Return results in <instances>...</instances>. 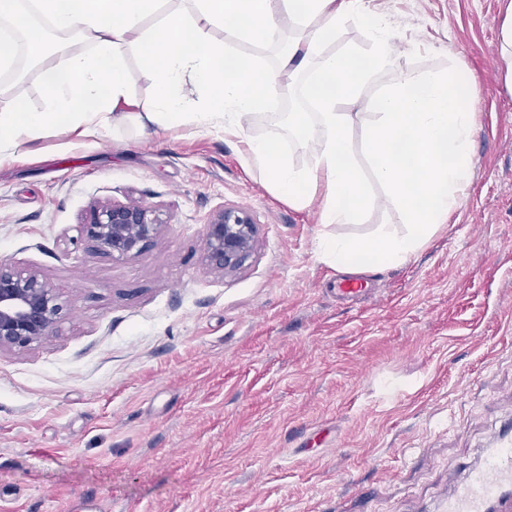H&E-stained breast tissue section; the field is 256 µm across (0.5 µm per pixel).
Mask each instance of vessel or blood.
I'll list each match as a JSON object with an SVG mask.
<instances>
[{"label": "vessel or blood", "instance_id": "obj_1", "mask_svg": "<svg viewBox=\"0 0 512 512\" xmlns=\"http://www.w3.org/2000/svg\"><path fill=\"white\" fill-rule=\"evenodd\" d=\"M436 512H512V421Z\"/></svg>", "mask_w": 512, "mask_h": 512}]
</instances>
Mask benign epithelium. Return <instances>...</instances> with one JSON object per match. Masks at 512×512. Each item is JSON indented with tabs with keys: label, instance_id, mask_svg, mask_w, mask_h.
<instances>
[{
	"label": "benign epithelium",
	"instance_id": "benign-epithelium-1",
	"mask_svg": "<svg viewBox=\"0 0 512 512\" xmlns=\"http://www.w3.org/2000/svg\"><path fill=\"white\" fill-rule=\"evenodd\" d=\"M167 224L159 208L139 201L96 202L85 214L83 230L93 251L118 259H137ZM254 239L255 224L247 211L214 210L205 225L206 265L223 274L239 270L252 253ZM62 312L57 293L40 274L0 259V351L49 341Z\"/></svg>",
	"mask_w": 512,
	"mask_h": 512
}]
</instances>
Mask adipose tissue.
I'll return each mask as SVG.
<instances>
[{
  "label": "adipose tissue",
  "instance_id": "obj_1",
  "mask_svg": "<svg viewBox=\"0 0 512 512\" xmlns=\"http://www.w3.org/2000/svg\"><path fill=\"white\" fill-rule=\"evenodd\" d=\"M371 0H0V74L23 78L15 53L25 45L39 69L48 105L28 111L0 101V158L20 139L51 128L97 129L106 122L141 126L184 122L221 127L243 138L247 155L273 189L295 207L321 197L322 254L341 272L397 265L415 254L462 204L472 180L476 132L470 80L458 67L397 66L391 20ZM372 33L368 56L334 51L342 19ZM278 44L275 64L236 52L212 34ZM140 61L151 90L130 94L128 61ZM385 82L368 100L375 120L364 136L374 180L408 224L349 237L332 225L359 223L372 202L347 137L341 104L358 102L375 75ZM299 88L310 112H289L263 137L250 119ZM308 154L294 165L289 148Z\"/></svg>",
  "mask_w": 512,
  "mask_h": 512
}]
</instances>
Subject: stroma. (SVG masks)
Segmentation results:
<instances>
[{
	"mask_svg": "<svg viewBox=\"0 0 512 512\" xmlns=\"http://www.w3.org/2000/svg\"><path fill=\"white\" fill-rule=\"evenodd\" d=\"M512 0H373L403 69L473 82V179L405 262L344 273L319 203L277 196L223 129L127 122L53 129L0 163V259L40 273L55 336L0 351L6 512H427L512 417V89L496 66ZM373 202L347 235L403 227ZM136 200L168 224L135 260L92 252V203ZM241 208L255 244L209 270L205 223Z\"/></svg>",
	"mask_w": 512,
	"mask_h": 512,
	"instance_id": "1",
	"label": "stroma"
}]
</instances>
